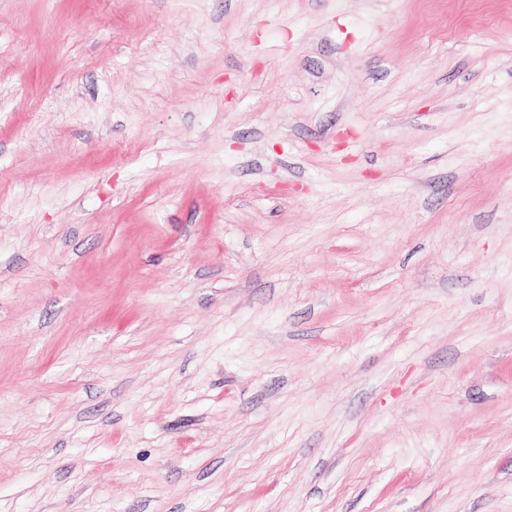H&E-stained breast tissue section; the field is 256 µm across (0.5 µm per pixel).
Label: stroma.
I'll return each mask as SVG.
<instances>
[{
  "label": "stroma",
  "mask_w": 512,
  "mask_h": 512,
  "mask_svg": "<svg viewBox=\"0 0 512 512\" xmlns=\"http://www.w3.org/2000/svg\"><path fill=\"white\" fill-rule=\"evenodd\" d=\"M0 512H512V0H0Z\"/></svg>",
  "instance_id": "obj_1"
}]
</instances>
